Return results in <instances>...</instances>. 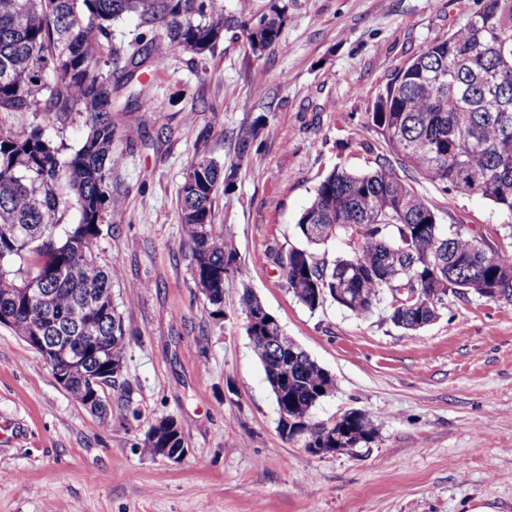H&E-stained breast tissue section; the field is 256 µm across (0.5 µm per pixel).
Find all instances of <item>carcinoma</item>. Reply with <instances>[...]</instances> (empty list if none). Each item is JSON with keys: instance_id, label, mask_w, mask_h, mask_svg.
<instances>
[{"instance_id": "cac0c4a2", "label": "carcinoma", "mask_w": 512, "mask_h": 512, "mask_svg": "<svg viewBox=\"0 0 512 512\" xmlns=\"http://www.w3.org/2000/svg\"><path fill=\"white\" fill-rule=\"evenodd\" d=\"M136 16L146 31L130 48L112 44V23ZM286 6L274 4L255 17L238 2L224 14V0H0V115L35 112L42 123L19 135L0 123V314L21 339L36 331L51 339L73 338L81 367L65 390L90 411L103 414L100 392L116 382L107 367H124L125 330L112 309L117 267L104 268L96 254L101 227L117 199L109 178L122 158L112 152L117 128L113 84H130L148 55L177 46L197 56L214 54L224 28L236 26L258 55L279 37ZM113 69L100 71L103 55ZM500 100L509 121L487 110ZM77 112L86 133L70 148L46 130ZM371 126L401 164L446 188L478 194L512 214V0H482L463 26L435 39L400 69L378 97ZM234 170L195 156L179 190L183 243L191 254L192 279L209 281L207 302L222 314L224 275L238 269V254L224 230L212 223L219 187L233 185ZM78 222L63 224L72 208ZM296 232L306 242L281 264L286 286L311 311L327 299L356 314L373 312L390 288H417L423 302L388 306L387 319L416 331L433 322L448 301V283L461 295L493 299L505 287L512 305V257L487 261L471 238L453 235L439 215L401 178L388 158L376 169L329 173L314 188ZM346 238L351 254L328 261L309 249ZM40 288L44 306L22 292ZM96 343H84L86 325ZM251 339L278 411L280 435L306 448H328L332 431L311 422L312 409L334 387L332 375L312 360L272 319ZM270 340L265 342L263 337ZM97 375L91 387L88 374ZM341 435L355 448L373 442L367 416H341ZM151 453L185 444L174 420L163 418L146 433Z\"/></svg>"}]
</instances>
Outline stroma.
I'll use <instances>...</instances> for the list:
<instances>
[{"instance_id": "stroma-1", "label": "stroma", "mask_w": 512, "mask_h": 512, "mask_svg": "<svg viewBox=\"0 0 512 512\" xmlns=\"http://www.w3.org/2000/svg\"><path fill=\"white\" fill-rule=\"evenodd\" d=\"M288 19L261 56L238 30L215 54L151 57L132 111L115 99L118 136L101 265H118L121 377L92 414L42 356L0 325V512H512V307L449 297L416 332L383 310L358 316L301 305L274 253L334 168L364 172L389 151L369 114L396 72L463 25L481 0H284ZM194 123H187V116ZM265 117L246 158L240 129ZM235 168L213 221L239 256L216 316L195 287L178 191L196 155ZM438 212L512 254V215L476 194L403 171ZM252 291L283 331L335 379L313 419L350 410L374 442L317 456L277 431V406L246 334ZM174 418L187 455H151L145 433Z\"/></svg>"}]
</instances>
